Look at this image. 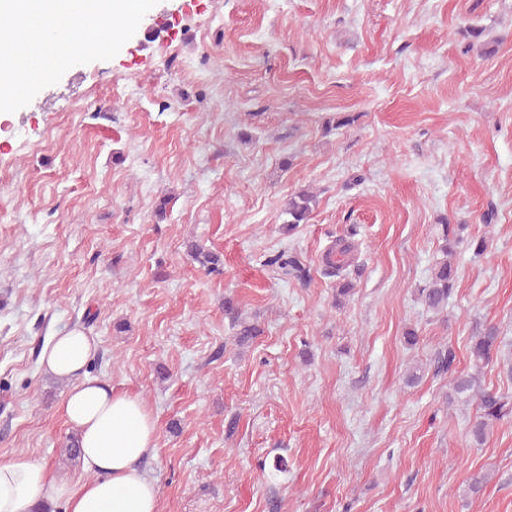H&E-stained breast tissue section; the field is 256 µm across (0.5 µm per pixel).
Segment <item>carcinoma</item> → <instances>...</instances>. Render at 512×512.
<instances>
[{
    "mask_svg": "<svg viewBox=\"0 0 512 512\" xmlns=\"http://www.w3.org/2000/svg\"><path fill=\"white\" fill-rule=\"evenodd\" d=\"M317 205V196L306 189L288 194L283 213L288 216V230L293 231L301 224L308 223ZM465 225L445 223L441 225L440 252L442 258L436 260L431 275L424 286L417 289L418 299L428 312L439 313L448 308L454 298L458 272L454 258L457 250L464 242ZM356 235V228L350 227L345 234L332 244L322 262V274L336 279V307L345 304L353 294L354 278L360 276L361 265L355 263L353 257L354 243L351 238ZM193 260L208 271H216L220 265V257L210 249L198 243L189 247ZM268 264L285 269L296 280L305 283L310 279V268L294 253L280 252L268 259ZM224 315L228 318L231 328L237 329L239 341L255 336L258 329L240 320L237 307L233 303L224 302ZM504 346V337L499 327L492 323H484L476 328L470 339L469 358L470 370H459L460 359L453 344L444 343L435 349L429 367L436 378H448L450 392L448 403L467 398L477 399L476 415L469 420L467 434L470 441L477 447L485 445L492 434L495 423L512 419V395L499 389L481 386V375L484 370L494 364Z\"/></svg>",
    "mask_w": 512,
    "mask_h": 512,
    "instance_id": "cac0c4a2",
    "label": "carcinoma"
}]
</instances>
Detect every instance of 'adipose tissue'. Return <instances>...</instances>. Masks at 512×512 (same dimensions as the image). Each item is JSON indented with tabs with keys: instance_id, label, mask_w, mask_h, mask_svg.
I'll return each mask as SVG.
<instances>
[{
	"instance_id": "adipose-tissue-1",
	"label": "adipose tissue",
	"mask_w": 512,
	"mask_h": 512,
	"mask_svg": "<svg viewBox=\"0 0 512 512\" xmlns=\"http://www.w3.org/2000/svg\"><path fill=\"white\" fill-rule=\"evenodd\" d=\"M96 349L93 337L73 329L41 354L47 372L72 383L61 413L77 435L84 480L60 481L45 463L23 456L0 461V512H38L59 499L65 512H162L156 483L141 466L155 448L156 422L140 395L86 376Z\"/></svg>"
}]
</instances>
